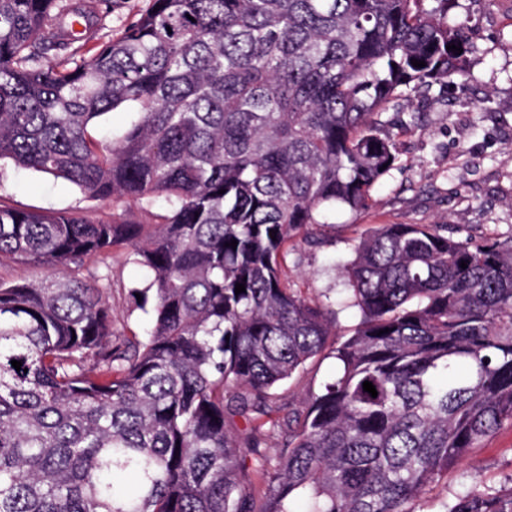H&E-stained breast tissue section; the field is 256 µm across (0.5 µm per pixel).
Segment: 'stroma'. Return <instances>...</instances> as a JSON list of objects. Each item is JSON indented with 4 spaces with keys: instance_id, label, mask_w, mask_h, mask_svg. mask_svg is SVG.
<instances>
[{
    "instance_id": "1",
    "label": "stroma",
    "mask_w": 512,
    "mask_h": 512,
    "mask_svg": "<svg viewBox=\"0 0 512 512\" xmlns=\"http://www.w3.org/2000/svg\"><path fill=\"white\" fill-rule=\"evenodd\" d=\"M460 3L453 18L469 20L475 46L467 82L433 86L427 98L387 112L396 162L373 188L366 211L337 210L319 242L296 239L287 266L302 293L333 294L337 279L330 262L349 257L356 239L375 224H444L456 240L512 237V0ZM0 199L28 211L82 210L94 216L110 211L64 180L6 160L0 162ZM83 274L107 288L122 339L144 340L151 315L136 295L148 278L132 250L88 263ZM335 369L334 359L310 360L276 392L282 403L302 408L310 391ZM511 474L512 427L506 425L429 486L422 506L436 512L443 499L471 486L499 485Z\"/></svg>"
}]
</instances>
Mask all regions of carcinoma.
Returning a JSON list of instances; mask_svg holds the SVG:
<instances>
[{"instance_id":"cac0c4a2","label":"carcinoma","mask_w":512,"mask_h":512,"mask_svg":"<svg viewBox=\"0 0 512 512\" xmlns=\"http://www.w3.org/2000/svg\"><path fill=\"white\" fill-rule=\"evenodd\" d=\"M122 4L0 0V161L112 204L0 201V512H419L512 425V238L379 224L332 302L284 264L370 206L396 161L383 115L466 76L458 0H149L105 31ZM114 111L129 125L93 137ZM125 247L150 275L142 344L82 276ZM20 261L58 275L9 279ZM324 352L335 373L281 415L274 388ZM267 424L288 448L255 480ZM441 512H512V476Z\"/></svg>"}]
</instances>
